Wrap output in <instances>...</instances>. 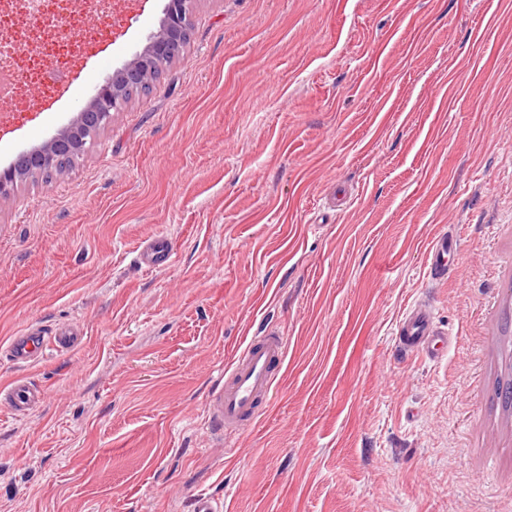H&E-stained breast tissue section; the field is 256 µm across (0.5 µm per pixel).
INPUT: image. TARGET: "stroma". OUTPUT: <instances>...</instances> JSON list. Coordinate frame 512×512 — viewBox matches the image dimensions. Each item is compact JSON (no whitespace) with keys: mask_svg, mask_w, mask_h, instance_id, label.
<instances>
[{"mask_svg":"<svg viewBox=\"0 0 512 512\" xmlns=\"http://www.w3.org/2000/svg\"><path fill=\"white\" fill-rule=\"evenodd\" d=\"M166 0L86 11L66 84L21 80L0 169L66 127ZM457 240L446 276L433 238ZM169 239L174 260L137 252ZM450 338L397 348L409 309ZM77 323L25 367L11 336ZM274 395L214 435L254 332ZM0 512H512V0H196L190 41L75 166L0 198ZM173 249L169 240L155 238L148 240L138 255V262L151 269H160L172 262ZM44 390L31 381L17 378L0 388V401H7L15 415L24 414L38 405L44 398Z\"/></svg>","mask_w":512,"mask_h":512,"instance_id":"stroma-1","label":"stroma"}]
</instances>
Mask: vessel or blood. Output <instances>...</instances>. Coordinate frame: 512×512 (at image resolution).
I'll use <instances>...</instances> for the list:
<instances>
[{
	"mask_svg": "<svg viewBox=\"0 0 512 512\" xmlns=\"http://www.w3.org/2000/svg\"><path fill=\"white\" fill-rule=\"evenodd\" d=\"M456 241L448 235L436 237L428 251L430 268L445 274L456 254ZM173 258L169 240H148L138 255V261L151 269L168 266ZM400 341L404 349L430 358L441 357L448 350V335L433 322L428 309L416 307L405 313L400 322ZM44 337L40 329L29 328L11 337L7 352L17 365L33 362L41 352ZM287 339L276 327H267L250 337L244 349L235 356L224 372V384L212 400L211 418L217 427L232 433L253 422L259 407L270 398L273 374L282 368L286 357ZM44 398L43 389L23 378L0 388V401L7 402L14 414H23Z\"/></svg>",
	"mask_w": 512,
	"mask_h": 512,
	"instance_id": "obj_1",
	"label": "vessel or blood"
}]
</instances>
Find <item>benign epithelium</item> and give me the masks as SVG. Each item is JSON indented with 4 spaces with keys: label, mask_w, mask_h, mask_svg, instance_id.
Instances as JSON below:
<instances>
[{
    "label": "benign epithelium",
    "mask_w": 512,
    "mask_h": 512,
    "mask_svg": "<svg viewBox=\"0 0 512 512\" xmlns=\"http://www.w3.org/2000/svg\"><path fill=\"white\" fill-rule=\"evenodd\" d=\"M193 2L168 0L164 23L151 34L146 47L151 66L164 70L175 59L171 54V41L190 31ZM120 78L121 72L118 71L97 87L71 123L57 135L37 147L19 152L11 170L0 175V196L10 194L18 182L39 173L57 157H81L98 133L112 124V113L124 108L123 96L117 89Z\"/></svg>",
    "instance_id": "obj_1"
}]
</instances>
